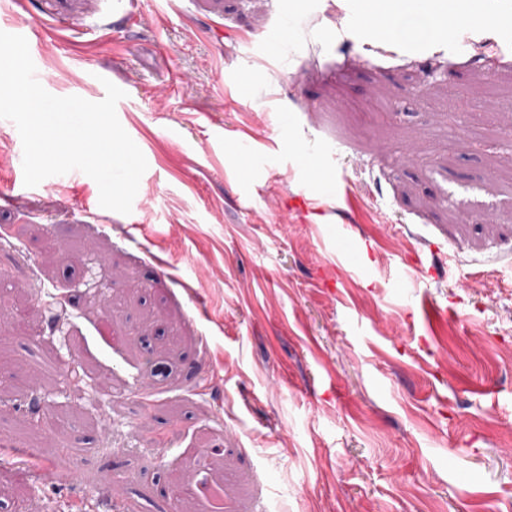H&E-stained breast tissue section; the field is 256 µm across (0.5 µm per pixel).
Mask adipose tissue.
Instances as JSON below:
<instances>
[{"label": "adipose tissue", "instance_id": "adipose-tissue-1", "mask_svg": "<svg viewBox=\"0 0 512 512\" xmlns=\"http://www.w3.org/2000/svg\"><path fill=\"white\" fill-rule=\"evenodd\" d=\"M390 19L386 42L396 45L432 39L447 40L457 17L464 14V0H386Z\"/></svg>", "mask_w": 512, "mask_h": 512}]
</instances>
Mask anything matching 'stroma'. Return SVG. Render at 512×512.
Here are the masks:
<instances>
[{
    "instance_id": "1",
    "label": "stroma",
    "mask_w": 512,
    "mask_h": 512,
    "mask_svg": "<svg viewBox=\"0 0 512 512\" xmlns=\"http://www.w3.org/2000/svg\"><path fill=\"white\" fill-rule=\"evenodd\" d=\"M358 10L0 5L148 163L127 215L0 204V512H162L203 449L224 512H512V26L388 51Z\"/></svg>"
}]
</instances>
